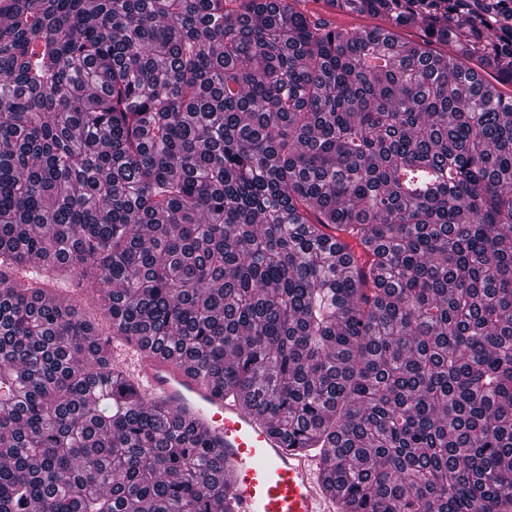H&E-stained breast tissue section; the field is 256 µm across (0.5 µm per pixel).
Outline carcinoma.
I'll return each mask as SVG.
<instances>
[{
  "mask_svg": "<svg viewBox=\"0 0 512 512\" xmlns=\"http://www.w3.org/2000/svg\"><path fill=\"white\" fill-rule=\"evenodd\" d=\"M508 61L512 0H0V512H226L118 344L338 512H512Z\"/></svg>",
  "mask_w": 512,
  "mask_h": 512,
  "instance_id": "cac0c4a2",
  "label": "carcinoma"
}]
</instances>
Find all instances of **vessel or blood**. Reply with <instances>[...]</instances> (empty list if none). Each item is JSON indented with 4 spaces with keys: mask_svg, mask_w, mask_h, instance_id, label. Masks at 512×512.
Wrapping results in <instances>:
<instances>
[{
    "mask_svg": "<svg viewBox=\"0 0 512 512\" xmlns=\"http://www.w3.org/2000/svg\"><path fill=\"white\" fill-rule=\"evenodd\" d=\"M144 394L192 417L224 456L226 512H334L317 457L284 450L240 402L216 396L184 365L157 354L138 358Z\"/></svg>",
    "mask_w": 512,
    "mask_h": 512,
    "instance_id": "1",
    "label": "vessel or blood"
}]
</instances>
